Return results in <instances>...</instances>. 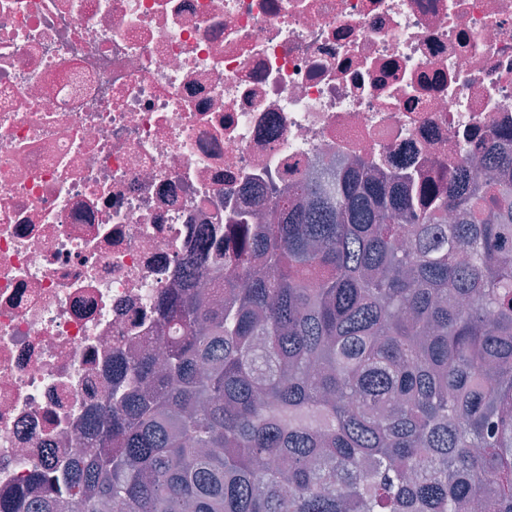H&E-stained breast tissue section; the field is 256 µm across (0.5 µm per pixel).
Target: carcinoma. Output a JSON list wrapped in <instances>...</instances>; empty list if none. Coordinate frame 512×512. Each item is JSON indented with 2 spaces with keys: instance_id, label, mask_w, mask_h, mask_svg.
Returning a JSON list of instances; mask_svg holds the SVG:
<instances>
[{
  "instance_id": "1",
  "label": "carcinoma",
  "mask_w": 512,
  "mask_h": 512,
  "mask_svg": "<svg viewBox=\"0 0 512 512\" xmlns=\"http://www.w3.org/2000/svg\"><path fill=\"white\" fill-rule=\"evenodd\" d=\"M434 182L346 169L248 209L229 300L165 298L94 443L22 512H512V137Z\"/></svg>"
}]
</instances>
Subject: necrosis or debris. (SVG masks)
I'll use <instances>...</instances> for the list:
<instances>
[{"label": "necrosis or debris", "instance_id": "obj_1", "mask_svg": "<svg viewBox=\"0 0 512 512\" xmlns=\"http://www.w3.org/2000/svg\"><path fill=\"white\" fill-rule=\"evenodd\" d=\"M475 132H512V0H0V500L223 287L185 262L235 212Z\"/></svg>", "mask_w": 512, "mask_h": 512}]
</instances>
